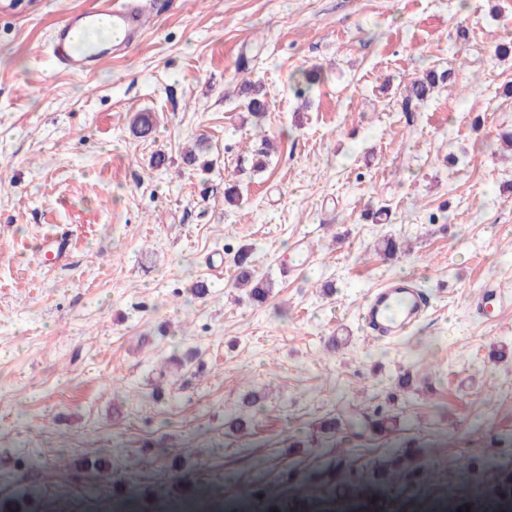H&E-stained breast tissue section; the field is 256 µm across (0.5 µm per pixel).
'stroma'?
<instances>
[{
    "mask_svg": "<svg viewBox=\"0 0 512 512\" xmlns=\"http://www.w3.org/2000/svg\"><path fill=\"white\" fill-rule=\"evenodd\" d=\"M95 2L0 0L7 512H512V304L470 307L512 294V0H142L127 55L61 71L51 30ZM402 274L433 305L376 341L362 304ZM451 77V72L443 71L438 73L436 70L427 71L422 77L413 80L406 87V96L402 100V112L412 114L415 107L421 101L426 99L439 82L444 83ZM238 275L237 278L241 286L250 287L249 294L257 302H263L268 296L266 284L261 280H256L248 263V253L243 252L238 256ZM509 302H512L511 294L504 293L501 289L486 286L478 293L476 301L473 304V310L475 312H482L490 305L502 307Z\"/></svg>",
    "mask_w": 512,
    "mask_h": 512,
    "instance_id": "obj_1",
    "label": "stroma"
}]
</instances>
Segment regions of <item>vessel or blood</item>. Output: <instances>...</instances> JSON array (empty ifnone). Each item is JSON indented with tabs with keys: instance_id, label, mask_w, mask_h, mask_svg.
Wrapping results in <instances>:
<instances>
[{
	"instance_id": "vessel-or-blood-1",
	"label": "vessel or blood",
	"mask_w": 512,
	"mask_h": 512,
	"mask_svg": "<svg viewBox=\"0 0 512 512\" xmlns=\"http://www.w3.org/2000/svg\"><path fill=\"white\" fill-rule=\"evenodd\" d=\"M108 20L115 39L106 43L107 51L126 52L134 46L146 29L147 11L141 0H99L92 9L75 13L56 27L51 36V51L60 69L82 74L95 67L102 51L78 49L79 32L95 28L101 20ZM512 302V295L499 289L484 287L473 305L480 312L488 306H504ZM427 301L414 288L411 279H391L372 291L362 309V323L376 337L394 338L417 321L425 312Z\"/></svg>"
}]
</instances>
